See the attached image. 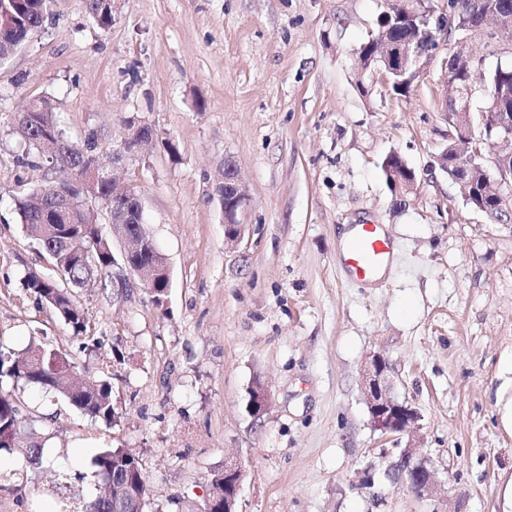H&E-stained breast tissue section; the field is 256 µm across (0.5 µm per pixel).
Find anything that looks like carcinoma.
Listing matches in <instances>:
<instances>
[{"instance_id": "1", "label": "carcinoma", "mask_w": 512, "mask_h": 512, "mask_svg": "<svg viewBox=\"0 0 512 512\" xmlns=\"http://www.w3.org/2000/svg\"><path fill=\"white\" fill-rule=\"evenodd\" d=\"M47 9L48 0H0V48L16 47L30 30L42 27ZM487 10L512 17V0H448V15L444 16L447 29L464 37L469 17ZM410 35L421 53L436 46L425 35L422 25L395 26L389 30L388 38L400 42ZM453 78L458 96L466 99L472 98L478 84L486 100L502 91L511 93L505 103L512 111V65L484 72L473 59L455 68ZM15 132L27 147L19 164L37 173L34 181L18 178L20 191L14 197L15 212L26 239L47 259L53 271L50 276L30 273L26 279L27 290L38 302L50 306L73 334L83 340L84 347L97 348L101 345L97 327L79 306L77 294L103 284L111 276L112 241L103 233L99 217L85 209H77L66 220L58 217L54 223H46L44 187L55 176L63 190L80 199L82 188L69 177V170L100 153L98 136L90 131L79 141L67 140L53 108L44 98L37 100L26 124ZM49 141L57 145L55 167L51 169L45 168ZM467 203L481 208L491 222L496 224L500 220L499 200L485 194L481 185L475 186ZM135 259L158 267L164 264V258L152 244L145 245ZM77 371L76 363L59 349L34 342L27 352L17 354L0 343V455H21L33 471L43 470L47 463L43 437L34 420L23 414L16 396V390L24 387L42 388L60 395L95 423L110 426L115 422L118 413L110 380L102 374L89 373L78 378ZM92 465L103 483H113L124 493L147 484L141 459L126 448H114L110 444L99 448L92 457ZM76 512H114L112 495L99 493L84 499Z\"/></svg>"}]
</instances>
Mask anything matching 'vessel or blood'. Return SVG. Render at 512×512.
I'll list each match as a JSON object with an SVG mask.
<instances>
[{
	"instance_id": "obj_1",
	"label": "vessel or blood",
	"mask_w": 512,
	"mask_h": 512,
	"mask_svg": "<svg viewBox=\"0 0 512 512\" xmlns=\"http://www.w3.org/2000/svg\"><path fill=\"white\" fill-rule=\"evenodd\" d=\"M397 250L394 240L378 224H358L340 255L343 271L351 279L372 283L392 261Z\"/></svg>"
}]
</instances>
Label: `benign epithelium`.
I'll list each match as a JSON object with an SVG mask.
<instances>
[{"label":"benign epithelium","instance_id":"7a95c632","mask_svg":"<svg viewBox=\"0 0 512 512\" xmlns=\"http://www.w3.org/2000/svg\"><path fill=\"white\" fill-rule=\"evenodd\" d=\"M431 14L421 13L417 9L405 7L396 8V13H387L383 20V27L389 28L392 22L401 18L421 20L429 23ZM471 35L458 42L455 53L461 58L469 55L468 40L485 31L484 21L477 17L469 24ZM385 51L373 54L370 59L381 65L392 74L407 76V80H413L429 59V54L410 53L408 49L384 41ZM453 108L455 111L454 128L457 137L464 138L472 135L469 104L456 98L445 108ZM128 138L123 146L112 151V164L103 162L92 163L88 166L75 168L72 177L80 183L84 192V200L74 201L59 186L50 183L45 188L51 199V210L57 213L67 212L75 206H85L92 212L101 209L104 211L105 223L112 228L119 226L125 228L134 224L139 225L141 236L145 241H150L147 225L143 219V205L139 192L131 185L119 184L120 194L107 202L96 192V186L102 180L115 179V171L122 168L128 158L133 156L143 146L142 139L149 137L156 139L153 127L137 116L129 118L127 125ZM481 134L487 139H493L500 143L512 139V113L503 111V102L497 98H491L487 106V112L482 114ZM392 166L390 168V183L404 193H410L416 186V176L409 170L400 155H391ZM440 170L449 174L453 182L462 184L476 166L475 159L463 156L454 151H443L436 160ZM495 175L488 176L494 185L496 194L503 198L512 194V153L502 155L495 153ZM214 194L217 196L224 211V240L225 243L235 246L244 238L246 222L245 215L250 208L251 199L241 177L236 161L227 157L219 176L214 183ZM162 278L171 281L168 265L161 268L136 267L129 260V252L126 248L112 254V283L115 291L122 297H129L130 293L139 289L148 294L155 292L153 283ZM363 395L371 417V423L375 430L383 435L406 434L408 444L399 449L397 457H392V452L382 449L380 457L389 459L385 469H379L374 462L369 463L360 472L355 488L368 493L373 504L382 501L378 492L377 474L383 473L391 483L404 487L419 498H433L437 495L438 481L435 469L430 461L417 453V429L420 414L418 411L404 403L397 401L391 394V383L388 377V363L379 354L369 357L363 371ZM251 414L259 418L264 415L271 402L268 388L262 384L256 385L252 391ZM224 484V501L220 508L213 507L212 496L204 500L206 507L201 512H236L237 500L241 491L243 473L241 467L235 462H225L224 470L217 473Z\"/></svg>","mask_w":512,"mask_h":512}]
</instances>
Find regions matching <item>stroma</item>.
Instances as JSON below:
<instances>
[{"label": "stroma", "instance_id": "35a3bbf8", "mask_svg": "<svg viewBox=\"0 0 512 512\" xmlns=\"http://www.w3.org/2000/svg\"><path fill=\"white\" fill-rule=\"evenodd\" d=\"M396 0H121L107 29L84 0H50L41 28L0 59V342L30 337L108 373L119 413L91 422L34 388L24 413L59 464L106 444L145 467L150 512H199L225 458L244 477L238 512H506L512 429L497 394L512 387V225L466 205L436 165L455 137L444 112L448 53L405 94L361 70ZM46 97L67 134L95 130L108 148L126 117L159 138L130 161L156 248L171 268L163 306L143 292L82 290L102 338L81 342L24 285L47 273L12 205L23 168L14 117ZM398 153L417 176L409 194L382 169ZM233 157L251 197L239 246L224 241L213 185ZM373 221L397 244L375 284L337 262L338 230ZM391 367L392 393L420 414V455L440 483L422 500L383 482V505L353 489L358 470L398 438L371 425L361 368ZM272 401L249 412L255 384ZM28 475L0 491V512H53L94 495L92 479Z\"/></svg>", "mask_w": 512, "mask_h": 512}]
</instances>
